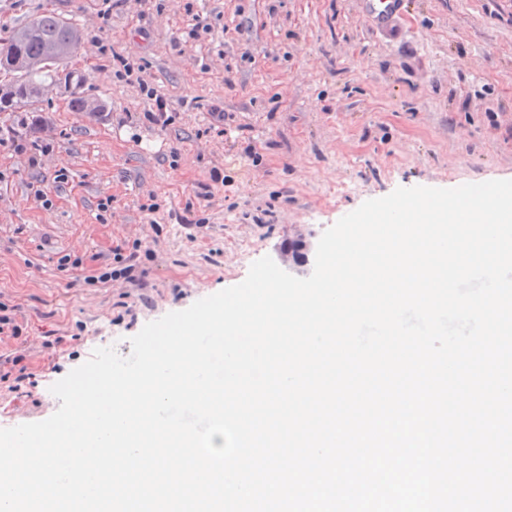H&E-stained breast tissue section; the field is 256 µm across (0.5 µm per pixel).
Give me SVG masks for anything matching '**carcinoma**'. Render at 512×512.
<instances>
[{
  "mask_svg": "<svg viewBox=\"0 0 512 512\" xmlns=\"http://www.w3.org/2000/svg\"><path fill=\"white\" fill-rule=\"evenodd\" d=\"M82 37L80 26L51 13L39 15L19 27L0 28V71L11 75L16 85L10 111H36L37 86L67 65ZM82 83L83 80H77L71 91L72 111H104L102 105L81 95Z\"/></svg>",
  "mask_w": 512,
  "mask_h": 512,
  "instance_id": "obj_1",
  "label": "carcinoma"
}]
</instances>
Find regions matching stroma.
Here are the masks:
<instances>
[{"label":"stroma","mask_w":512,"mask_h":512,"mask_svg":"<svg viewBox=\"0 0 512 512\" xmlns=\"http://www.w3.org/2000/svg\"><path fill=\"white\" fill-rule=\"evenodd\" d=\"M99 7L0 0V28L52 12L83 29L69 69L104 107L72 111L64 80L50 82L37 107L55 136L39 166L0 146V298L22 327L0 355L21 347L29 361L20 390L0 396V428L49 418L51 386L95 348L128 356L146 323L241 283L261 257L308 277L322 233L367 200L512 180V0H404L388 32L358 0H198L213 31L184 48L183 0L159 12L127 0L103 30ZM116 52L144 65L140 80L115 77ZM144 82L169 98L168 127L144 120ZM214 107L233 114L228 134L209 130ZM267 202L271 222L254 224ZM135 241L143 289L86 285ZM65 255L80 265L60 269ZM49 336L62 344L44 348Z\"/></svg>","instance_id":"obj_1"}]
</instances>
